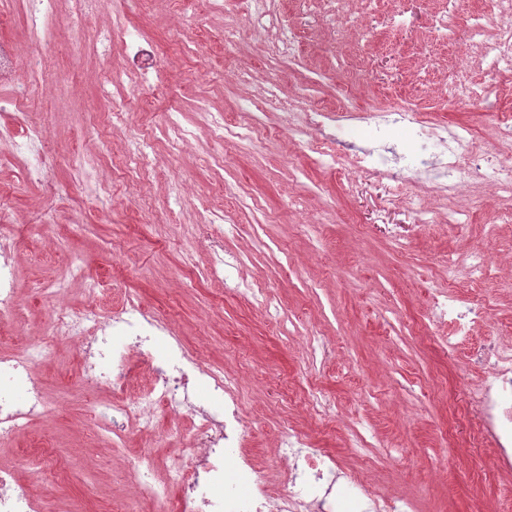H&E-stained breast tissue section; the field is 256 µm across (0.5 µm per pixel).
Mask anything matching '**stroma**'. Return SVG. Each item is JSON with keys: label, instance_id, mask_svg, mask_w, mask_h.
<instances>
[{"label": "stroma", "instance_id": "obj_1", "mask_svg": "<svg viewBox=\"0 0 512 512\" xmlns=\"http://www.w3.org/2000/svg\"><path fill=\"white\" fill-rule=\"evenodd\" d=\"M249 9L250 0H224L220 12L199 0H108L82 19L73 0H56L42 91L21 108L24 121L47 131V179H24L11 144L0 142V222L14 227L24 314L0 326V350L19 340L46 343L51 355L34 372L51 404L0 446V466L34 491L41 478L28 457L42 449L61 458L50 512L76 503L110 512L120 502L128 512H176V500L132 495L126 475L143 457L160 475L178 464L196 417L178 409L163 414L158 429L130 426L123 453L114 454L110 436L93 425L94 406L110 392L83 376L81 342L50 334L59 308L116 311L132 296L234 379L247 449L271 490L280 487L277 450L299 430L343 471L409 499L413 512H505L512 485L485 462L489 448L468 406L471 386L486 378L470 363L471 345H512V221L504 205L491 192H462L450 203L429 199L431 214L420 220L388 197L384 180L360 176L351 157L317 163L289 131L288 115L351 90L373 110L410 100L429 120L485 133L497 113L512 112V72L472 58L468 0H345L332 24L322 0H281L280 24L262 33L248 24ZM438 12L456 40H430ZM295 25L300 56H271L270 45ZM126 27L160 57L154 89L127 69L119 45ZM454 82L479 100L448 102ZM124 100L125 120L114 119L113 102ZM222 115L241 125L260 117L261 130L243 145H218L213 121ZM174 121L188 132L177 147ZM136 140L146 148L131 177L124 165ZM240 196L246 205L215 223L226 200ZM450 204L466 225L445 222ZM477 252L492 278H471ZM75 265L84 276L69 282L62 304L43 299L39 286ZM92 278L103 291L89 293ZM243 280L264 284L267 303L240 297ZM451 283L461 302H487L491 311L450 349L448 325L433 310ZM310 336L325 353L308 348ZM312 393L330 402L332 422L309 405ZM355 432L376 444L378 459L353 447Z\"/></svg>", "mask_w": 512, "mask_h": 512}]
</instances>
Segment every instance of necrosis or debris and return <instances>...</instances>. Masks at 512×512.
<instances>
[{"label": "necrosis or debris", "mask_w": 512, "mask_h": 512, "mask_svg": "<svg viewBox=\"0 0 512 512\" xmlns=\"http://www.w3.org/2000/svg\"><path fill=\"white\" fill-rule=\"evenodd\" d=\"M30 28L33 33L27 47L15 41L0 40V84L15 87V97L0 100V112L19 107L41 88L39 72L42 54L37 35L53 9V0H26ZM493 14L499 21L492 43L482 41L484 16ZM472 46L478 47L479 62L493 71L512 70V0H488L485 12L471 17ZM27 68L30 79L18 84L16 75ZM372 125L379 138H386L392 127L406 130L414 148L401 155L381 146L360 151L359 161L365 175L385 179L396 200L420 215L427 207L413 195L403 194L407 174H414L432 193L455 196L465 189L477 194L492 189L512 208V160L491 163L483 184L474 181L482 157L469 154L472 130L466 125L430 122L414 103L388 111H370L350 104L344 111L313 103L310 112L288 119L293 134L306 143L321 164L333 157L324 149L319 135L326 125L344 129L359 124ZM11 226L0 225V318L17 315L14 304L17 272L8 251ZM92 328L100 329L85 349L86 373L94 382L112 385L114 400L106 413L98 414L100 429L121 436L127 425L153 428L158 408L193 409L199 424L189 444L193 465L173 466L165 481H156L149 460H141L128 471V482L143 498L158 503L167 501L172 490H179L181 512H336V484L343 472L334 457L313 448L308 436L292 431L287 446L280 452L284 471V487L278 496L267 493L249 455L242 448L243 423L233 384L222 369L202 366L196 353L181 342L171 343L173 360L152 359L155 379L143 398L126 402L121 395L132 373V361L146 352L149 343L160 340L162 327L137 299L127 300L118 313L102 317L97 308L80 312L60 310L53 326L54 336L79 339ZM49 355L47 347L26 343L14 353H0V439L12 438L44 417L49 402L42 383L32 369ZM472 363L484 370L487 379L475 387L470 403L486 438L496 450L502 471L512 472V348L497 343L481 345L471 353ZM203 382L208 390L211 408L195 407L190 388ZM353 491L347 512H411L404 499L381 497L360 478H352Z\"/></svg>", "instance_id": "obj_1"}]
</instances>
